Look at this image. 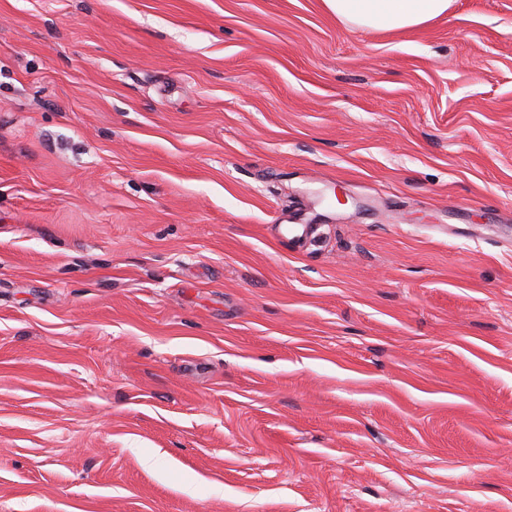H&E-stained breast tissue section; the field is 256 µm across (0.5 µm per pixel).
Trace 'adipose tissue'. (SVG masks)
Returning a JSON list of instances; mask_svg holds the SVG:
<instances>
[{
	"label": "adipose tissue",
	"instance_id": "ef3b65f1",
	"mask_svg": "<svg viewBox=\"0 0 512 512\" xmlns=\"http://www.w3.org/2000/svg\"><path fill=\"white\" fill-rule=\"evenodd\" d=\"M324 3L344 25L406 31L447 14L452 0H324Z\"/></svg>",
	"mask_w": 512,
	"mask_h": 512
}]
</instances>
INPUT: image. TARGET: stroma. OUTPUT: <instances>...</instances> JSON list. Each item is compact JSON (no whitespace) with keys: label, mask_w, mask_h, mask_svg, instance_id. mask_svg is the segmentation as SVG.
I'll return each mask as SVG.
<instances>
[{"label":"stroma","mask_w":512,"mask_h":512,"mask_svg":"<svg viewBox=\"0 0 512 512\" xmlns=\"http://www.w3.org/2000/svg\"><path fill=\"white\" fill-rule=\"evenodd\" d=\"M0 512H512V0H0ZM453 0H324L346 26L406 31L448 13Z\"/></svg>","instance_id":"obj_1"}]
</instances>
